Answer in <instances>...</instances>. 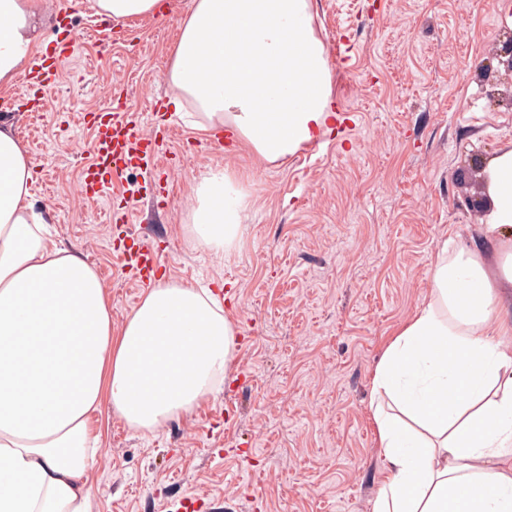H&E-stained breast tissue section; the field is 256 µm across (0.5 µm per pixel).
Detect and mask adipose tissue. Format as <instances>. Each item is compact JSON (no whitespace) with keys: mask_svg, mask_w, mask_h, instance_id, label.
I'll return each mask as SVG.
<instances>
[{"mask_svg":"<svg viewBox=\"0 0 512 512\" xmlns=\"http://www.w3.org/2000/svg\"><path fill=\"white\" fill-rule=\"evenodd\" d=\"M44 0H0V89L31 63ZM188 124L232 128L276 162L333 123L331 76L307 0H192L168 70ZM33 171L0 122V512H91V420L102 407L151 432L221 391L236 329L218 294L156 284L113 328L96 271L36 208ZM494 261L441 256L427 303L386 347L370 407L388 476L372 512H512V149L494 157ZM192 226L220 253L245 202L231 177L196 179Z\"/></svg>","mask_w":512,"mask_h":512,"instance_id":"obj_1","label":"adipose tissue"}]
</instances>
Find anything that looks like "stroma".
<instances>
[{
	"mask_svg": "<svg viewBox=\"0 0 512 512\" xmlns=\"http://www.w3.org/2000/svg\"><path fill=\"white\" fill-rule=\"evenodd\" d=\"M115 22L92 0H48L41 48L75 29L79 44L54 86L0 90V115L23 135L35 204L56 238L108 274L120 326L144 290L122 247L148 235L165 250L161 282L222 288L238 344L220 392L156 431L110 410L94 416L92 512H371L386 476L370 409L371 378L396 331L423 305L445 241L493 253L489 209H473L481 166L512 148V73L497 39L512 0H308L353 125L331 128L286 162L209 147L178 122L156 159L167 188L143 190L138 169L106 195L83 193L86 158L73 143L102 116L105 95L129 106L142 133L163 134L178 19ZM349 36V57L336 52ZM211 169L246 195V230L217 254L192 238L191 187ZM119 214L107 223L108 211Z\"/></svg>",
	"mask_w": 512,
	"mask_h": 512,
	"instance_id": "obj_1",
	"label": "stroma"
}]
</instances>
